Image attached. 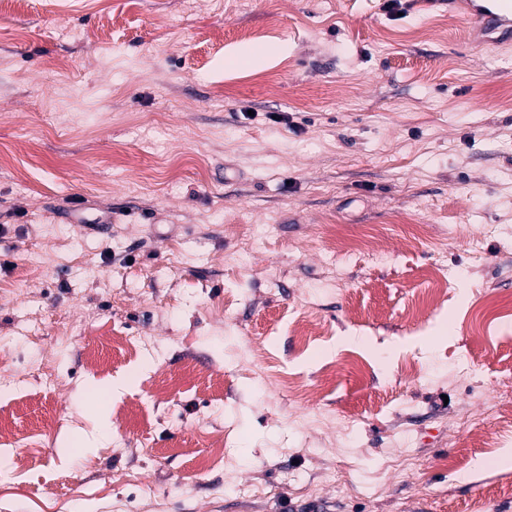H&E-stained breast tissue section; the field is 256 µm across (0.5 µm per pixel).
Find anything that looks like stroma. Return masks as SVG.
Returning <instances> with one entry per match:
<instances>
[{"label": "stroma", "mask_w": 512, "mask_h": 512, "mask_svg": "<svg viewBox=\"0 0 512 512\" xmlns=\"http://www.w3.org/2000/svg\"><path fill=\"white\" fill-rule=\"evenodd\" d=\"M477 389L512 390V44L447 0H0V512H512Z\"/></svg>", "instance_id": "obj_1"}]
</instances>
